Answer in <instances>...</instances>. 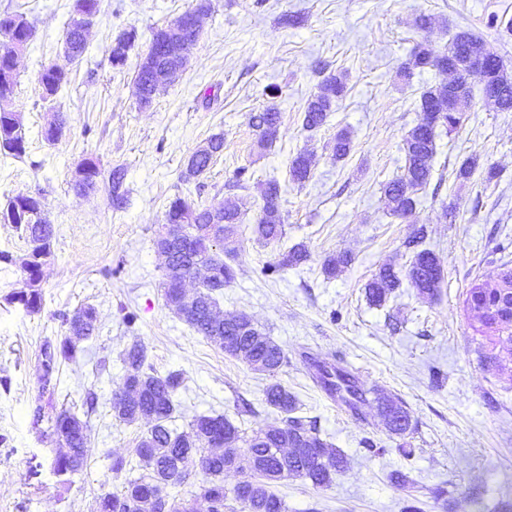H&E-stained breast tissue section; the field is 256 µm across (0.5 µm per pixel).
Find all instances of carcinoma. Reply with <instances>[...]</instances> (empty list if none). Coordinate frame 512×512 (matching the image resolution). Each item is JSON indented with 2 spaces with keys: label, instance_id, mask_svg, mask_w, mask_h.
I'll list each match as a JSON object with an SVG mask.
<instances>
[{
  "label": "carcinoma",
  "instance_id": "cac0c4a2",
  "mask_svg": "<svg viewBox=\"0 0 512 512\" xmlns=\"http://www.w3.org/2000/svg\"><path fill=\"white\" fill-rule=\"evenodd\" d=\"M210 0H199L196 27L179 24V32L167 28L156 29L147 51L137 64L134 84L138 103L148 106L161 85L185 68L182 51L196 42L201 32V17L210 11ZM35 35L34 25L21 13H0V100L13 96L18 83L15 47ZM138 32L131 28L120 32L112 41L108 61L112 68L121 70L128 64L136 47ZM68 54L78 59L86 51V35L80 24L72 22L65 32ZM485 58L486 65L479 73H472L474 61ZM432 69L451 76L445 83L425 89L418 107L423 112L422 121L408 131L404 139L405 165L401 175L383 186L384 196L392 215L405 217L415 206V191L426 187L432 176V162L436 155V129L448 126L453 129L461 123V112L471 102V79L482 85L484 105L496 112L512 111V63L487 51L481 36L468 30L452 35L448 46L439 54L420 42L401 68L409 77L415 70ZM69 82L68 72L53 66L42 68L37 74V84L44 100L55 97ZM346 91L343 75L323 76L318 91L307 99L303 109V128L319 129L334 111L336 102ZM252 124L260 130V142L271 144L276 138L280 112L268 107L251 116ZM0 141L6 146L3 154L14 158L26 155L27 142L19 113L9 104H0ZM354 149L351 133L341 129L336 133L333 159L345 161ZM224 150V137L215 134L205 145L189 157L182 181L191 183L210 168L214 158ZM88 169L82 177L72 176L74 194L85 197L104 187L110 208L125 209L130 202V190L125 185L126 169L115 165L107 181L100 183L101 169L97 161L85 159ZM315 154L300 152L289 164L292 182L303 184L312 177ZM281 186L278 181H268L261 193L262 206L255 224L251 225L253 239L262 244L279 243L285 236L284 216L279 199ZM165 219L187 226V232L197 239L207 238L217 229L223 233L216 251L195 249L188 254L170 252L168 245L154 237L156 251L165 258L162 288L166 304L191 327L197 335L212 345L247 363L253 370L272 378L263 390L266 407L285 416V425L260 429L247 435L222 414H199L180 431L173 427L179 403L177 397L184 386V373L173 370L162 376L147 364L146 348L135 341L122 353L124 374L121 387L109 399L115 421L149 424L135 450L136 460L124 457L109 460L108 470L115 475L125 474L121 489H102L97 496L96 512H196L195 504H207V512H227L228 497L224 491V472L237 470L250 474V479L233 490V499L240 503V512H288L285 500L272 485L288 478H301L315 488H329L347 466L342 450L333 447L321 435L317 421L312 417L297 415L296 396L275 376L284 364L285 356L266 333L244 313H226L221 310L218 296L224 287L234 282L235 269L224 258L235 257L241 231V213L236 206L223 208L200 207L178 193L166 209ZM0 224H13L28 244V252L21 258L0 252V262L13 264L23 275L26 288L14 296L29 313H37L43 305L42 270L51 256L55 227L51 224L41 197L17 194L0 203ZM308 260V252L301 243L279 251L276 261L264 268V273L274 274L286 268H297ZM352 256L342 253L325 259L323 272L327 278L336 277L351 265ZM195 282V291L187 292L186 283ZM417 294L432 298L437 295L443 281L441 260L432 251L423 249L404 274L391 266H382L365 284L367 300L381 307L401 288L403 282ZM482 292L484 311L480 316L478 332L495 342V337L506 333L512 336V321H495L489 311L501 303L500 289L484 283H474L468 294ZM65 327L63 335L46 339L40 348L41 372L37 377L38 398L31 409L32 424H47L46 432L63 448L52 461L53 472L58 476H73L87 467L86 448L92 426L88 417L97 411L98 396L92 389L85 398L84 416L61 407L48 415L42 398H53L58 391V373L64 363L76 362L84 351L83 343L96 335L98 314L95 307L87 305L73 312L58 314ZM317 381L321 389L341 400L356 412L365 404L367 394L384 427L392 434L404 436L411 431L410 414L403 402L380 390L370 391L359 384L348 371L335 374L322 365L316 366ZM199 466L205 474L191 499L179 497L177 489L189 480L192 468Z\"/></svg>",
  "mask_w": 512,
  "mask_h": 512
}]
</instances>
